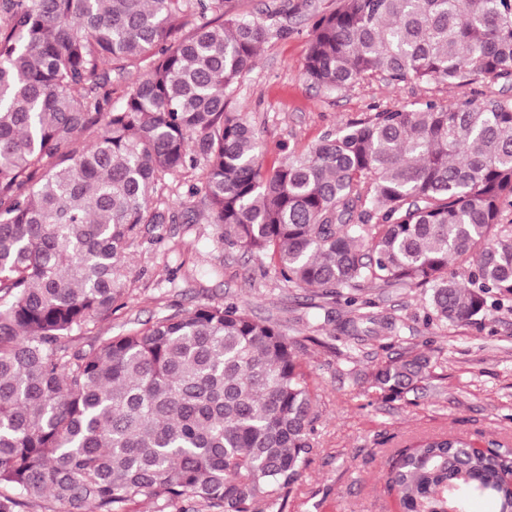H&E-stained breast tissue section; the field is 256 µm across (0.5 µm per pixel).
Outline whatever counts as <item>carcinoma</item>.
<instances>
[{
    "label": "carcinoma",
    "mask_w": 512,
    "mask_h": 512,
    "mask_svg": "<svg viewBox=\"0 0 512 512\" xmlns=\"http://www.w3.org/2000/svg\"><path fill=\"white\" fill-rule=\"evenodd\" d=\"M311 7L259 20L224 0H0V512L43 495L65 512H251L302 476L317 416L275 323L209 305L72 344L123 306V259L166 220L151 208L166 174L204 164L224 242L295 287L362 307L368 285L423 288L428 318L452 324L512 301V100L377 112L265 165L234 89ZM133 72L114 104L112 78ZM374 75L512 86V0H341L313 24L304 77L339 92ZM84 131L99 132L88 147ZM343 329L400 331L370 312ZM431 369L391 357L370 387L416 394ZM386 481L403 512H512V449L423 440Z\"/></svg>",
    "instance_id": "cac0c4a2"
}]
</instances>
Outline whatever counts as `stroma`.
<instances>
[{"instance_id": "stroma-1", "label": "stroma", "mask_w": 512, "mask_h": 512, "mask_svg": "<svg viewBox=\"0 0 512 512\" xmlns=\"http://www.w3.org/2000/svg\"><path fill=\"white\" fill-rule=\"evenodd\" d=\"M312 15L297 17L288 35L269 38L235 91L236 110L259 133L266 164L277 163L284 150L302 152L326 133L402 105L512 99V89L484 78L462 88L394 87L377 77L338 93L313 87L303 76ZM201 187L198 169L165 177L152 205L167 221L146 225L128 250L125 306L95 334L117 336L176 309L234 303L300 344L317 414L313 449L285 505L264 499L253 512H399L385 476L392 459L417 440L452 434L481 449L492 442L512 448V308L452 325L428 321L423 289L369 288L363 297L372 313L396 320L401 334L365 338L354 360H346L337 334L352 316L350 307L320 289L282 282L271 265L225 244L223 228L209 221ZM416 353L434 362L422 393L391 399L370 387L366 376L374 365Z\"/></svg>"}]
</instances>
